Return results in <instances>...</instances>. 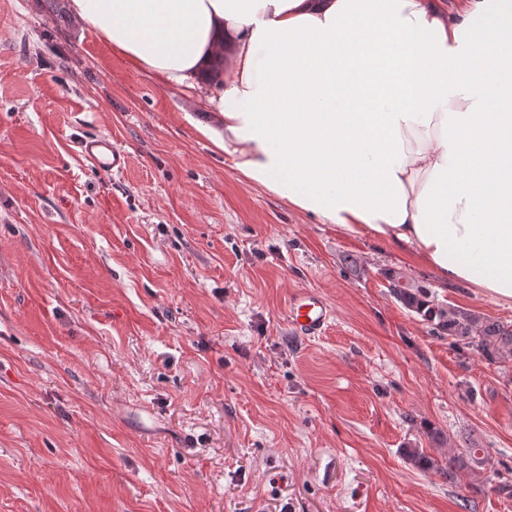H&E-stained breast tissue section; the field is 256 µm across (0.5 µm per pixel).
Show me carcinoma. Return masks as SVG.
I'll return each instance as SVG.
<instances>
[{
	"label": "carcinoma",
	"instance_id": "carcinoma-1",
	"mask_svg": "<svg viewBox=\"0 0 512 512\" xmlns=\"http://www.w3.org/2000/svg\"><path fill=\"white\" fill-rule=\"evenodd\" d=\"M390 291L406 309L434 326L437 333L448 336L453 345L471 349L491 364L512 359V323L448 306L432 298L427 288L416 282L404 288L392 287ZM403 455L417 469L433 471L451 483H460L489 464L487 452L476 444L449 455L446 462L416 447L403 449Z\"/></svg>",
	"mask_w": 512,
	"mask_h": 512
}]
</instances>
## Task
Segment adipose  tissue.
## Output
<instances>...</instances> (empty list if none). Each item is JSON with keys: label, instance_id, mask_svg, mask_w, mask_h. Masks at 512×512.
<instances>
[{"label": "adipose tissue", "instance_id": "1", "mask_svg": "<svg viewBox=\"0 0 512 512\" xmlns=\"http://www.w3.org/2000/svg\"><path fill=\"white\" fill-rule=\"evenodd\" d=\"M166 84L212 61L250 182L512 301V0H69Z\"/></svg>", "mask_w": 512, "mask_h": 512}]
</instances>
